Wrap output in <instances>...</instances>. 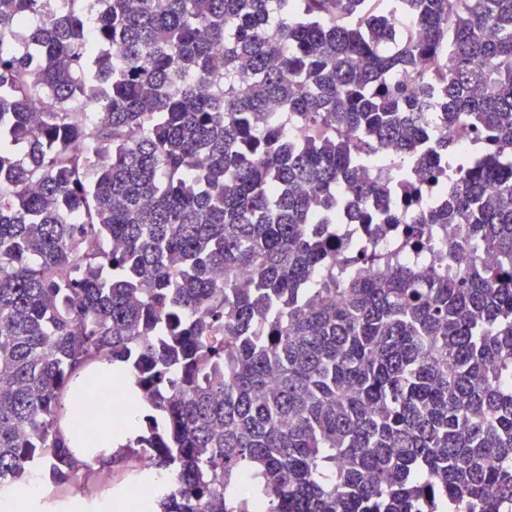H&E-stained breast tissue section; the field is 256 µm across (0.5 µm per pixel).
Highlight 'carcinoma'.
I'll return each mask as SVG.
<instances>
[{"instance_id": "1", "label": "carcinoma", "mask_w": 512, "mask_h": 512, "mask_svg": "<svg viewBox=\"0 0 512 512\" xmlns=\"http://www.w3.org/2000/svg\"><path fill=\"white\" fill-rule=\"evenodd\" d=\"M433 110L492 146L444 166ZM389 146L443 194L408 238L459 225L452 277L336 266ZM104 364L160 512H506L512 0H0V486L97 474L67 433L110 447L112 408L68 393Z\"/></svg>"}]
</instances>
